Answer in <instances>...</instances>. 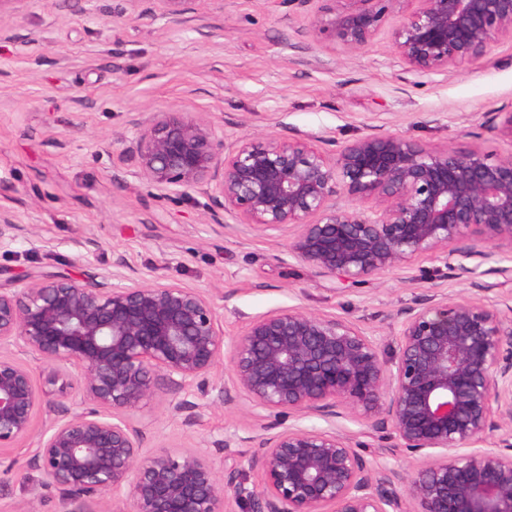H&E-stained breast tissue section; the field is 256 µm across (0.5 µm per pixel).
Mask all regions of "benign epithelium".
I'll return each mask as SVG.
<instances>
[{
	"label": "benign epithelium",
	"mask_w": 512,
	"mask_h": 512,
	"mask_svg": "<svg viewBox=\"0 0 512 512\" xmlns=\"http://www.w3.org/2000/svg\"><path fill=\"white\" fill-rule=\"evenodd\" d=\"M312 1L307 36L360 52L386 28L395 63L416 77L512 42V0H299ZM155 2L177 21L194 0ZM134 128L132 175L205 198L215 224L229 215L254 232L289 231V256L354 286L428 256L476 294L433 293L399 309L387 360L357 323L299 308L255 318L227 341L209 290L138 283L121 257L105 274H32L0 287V454L34 440L29 466L64 512L75 501L100 512H512V302L491 299L495 284L466 264L512 250V153L369 134L331 158L309 135L228 137L173 107ZM15 230L1 209L0 246ZM17 352L47 368L43 384ZM222 366L231 386L205 404L187 399L209 395ZM166 395L167 412L192 423L246 400L256 421L247 465L230 438L216 455L143 449L132 417ZM63 400L77 410L36 431L37 413ZM267 413L329 427L279 421L270 434ZM348 416L392 430L415 467H377L336 428Z\"/></svg>",
	"instance_id": "7a95c632"
}]
</instances>
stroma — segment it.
I'll list each match as a JSON object with an SVG mask.
<instances>
[{
    "mask_svg": "<svg viewBox=\"0 0 512 512\" xmlns=\"http://www.w3.org/2000/svg\"><path fill=\"white\" fill-rule=\"evenodd\" d=\"M19 0L0 13V207L18 226L0 249V286L36 272L103 273L124 258L141 283L175 281L213 295L224 335L252 319L299 307L345 317L397 341V310L430 291L471 293L466 278L419 259L361 287L342 286L289 257L287 238L214 224L203 198H174L134 178L123 151L139 113L175 105L222 123L229 135L303 133L334 152L372 134L436 147L512 152L488 131L492 113L512 110V43L492 63L463 64L420 79L394 62L387 32L364 51L304 34L299 0H195L183 21L147 14L145 0ZM145 449L213 451L217 440L255 432L247 402L188 423L154 402L137 413ZM337 428L398 469L402 449L380 448L365 421ZM33 442L0 457V512H61L54 489L28 466Z\"/></svg>",
    "mask_w": 512,
    "mask_h": 512,
    "instance_id": "1",
    "label": "stroma"
}]
</instances>
